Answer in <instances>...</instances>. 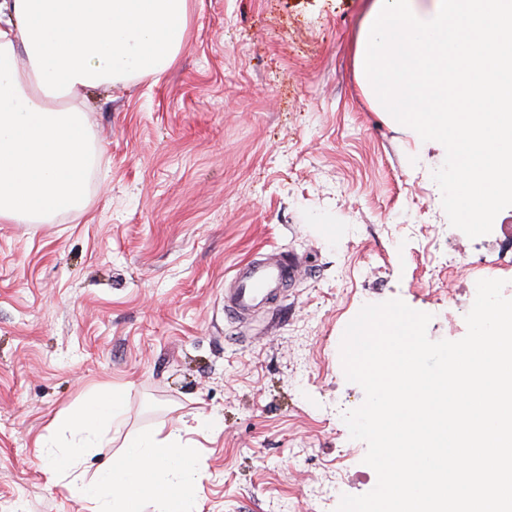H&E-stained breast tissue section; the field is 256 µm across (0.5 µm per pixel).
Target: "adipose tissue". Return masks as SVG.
<instances>
[{
	"mask_svg": "<svg viewBox=\"0 0 512 512\" xmlns=\"http://www.w3.org/2000/svg\"><path fill=\"white\" fill-rule=\"evenodd\" d=\"M187 21L188 0H0V222L83 207L98 157L83 90L162 72Z\"/></svg>",
	"mask_w": 512,
	"mask_h": 512,
	"instance_id": "adipose-tissue-1",
	"label": "adipose tissue"
}]
</instances>
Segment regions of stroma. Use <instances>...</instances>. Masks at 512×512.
Listing matches in <instances>:
<instances>
[{"instance_id": "stroma-1", "label": "stroma", "mask_w": 512, "mask_h": 512, "mask_svg": "<svg viewBox=\"0 0 512 512\" xmlns=\"http://www.w3.org/2000/svg\"><path fill=\"white\" fill-rule=\"evenodd\" d=\"M366 0H189L161 75L84 94L102 157L84 208L0 222V512H87L48 483L56 422L125 395L86 467L198 416L199 512H310L377 483L344 412L340 344L367 303L467 333L476 284L512 279V240L449 234L444 158L373 103L356 60ZM453 256L454 271L438 265ZM293 257L271 308L224 311L238 267Z\"/></svg>"}]
</instances>
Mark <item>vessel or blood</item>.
<instances>
[{
    "label": "vessel or blood",
    "mask_w": 512,
    "mask_h": 512,
    "mask_svg": "<svg viewBox=\"0 0 512 512\" xmlns=\"http://www.w3.org/2000/svg\"><path fill=\"white\" fill-rule=\"evenodd\" d=\"M298 262L261 264L250 262L237 269V286L224 305L225 312L242 314L269 300L284 281L293 279Z\"/></svg>",
    "instance_id": "vessel-or-blood-1"
}]
</instances>
